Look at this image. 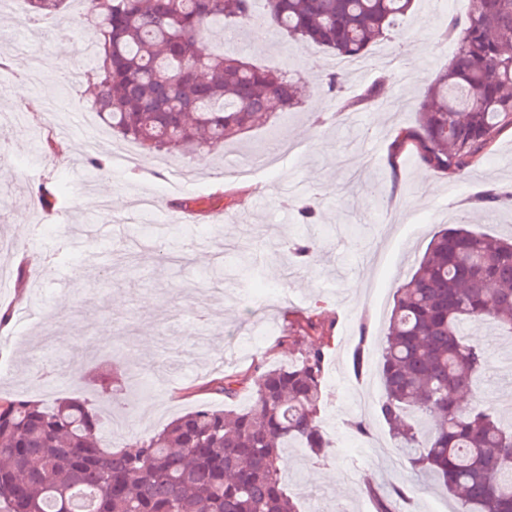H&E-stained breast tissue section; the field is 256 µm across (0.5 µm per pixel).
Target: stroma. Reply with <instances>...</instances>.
I'll return each mask as SVG.
<instances>
[{
  "instance_id": "stroma-1",
  "label": "stroma",
  "mask_w": 512,
  "mask_h": 512,
  "mask_svg": "<svg viewBox=\"0 0 512 512\" xmlns=\"http://www.w3.org/2000/svg\"><path fill=\"white\" fill-rule=\"evenodd\" d=\"M468 8L469 0L434 6L414 0L398 24L404 42L391 37L371 47L366 68L347 74L336 93L323 84L337 70L335 54L299 47L278 29L249 21L213 30L206 47L223 46L297 80L298 107L191 157L130 143L126 169L99 177L88 160L111 157L112 131L102 127L90 152L86 125L71 121L91 109L85 70L94 27L70 5L38 21L22 46L15 40V4L0 0V56L9 60L0 68V266L7 270L0 311L9 315L0 328V360L11 366L0 377V394L29 395L38 355L62 371L60 383L43 396L48 403L92 397L113 378L128 407L113 411L103 443L129 446L198 404L223 406V395L207 388L211 379L297 357L298 347L279 338L316 308L335 326L328 373L347 385L325 387L329 458L317 462L288 451L284 477L301 512H375L367 487L392 483L413 488L405 512H452L447 492L418 479L399 459L377 416V369L355 373L351 355L363 333L370 357H378L393 294L439 225L455 223L475 192L512 188V129L463 176L421 166L410 148L392 154L398 130L415 126L418 102L455 51L445 34L449 18ZM375 83L382 88L378 100L342 110L343 101ZM20 85L26 95H16ZM50 100L56 112L38 119L24 110L29 102ZM49 135L65 142L62 156L46 151ZM276 139L299 143L300 153L253 177L236 176L230 159L270 153ZM48 181L62 190L50 210L35 201ZM138 194L158 200L149 216L154 226L166 227L167 209L194 210L186 241L167 243L182 261L161 265L130 254L136 236L123 218ZM104 200L112 203L107 225L100 217ZM306 200L315 208L305 221L296 205ZM291 237L317 242L309 265L281 252ZM21 268L28 273L22 286ZM258 278L278 283L282 298L251 299ZM256 334L262 343L246 349ZM469 334L488 359L480 398L512 394V371L501 366L512 338L487 324L470 326ZM353 418L368 423V436L349 432Z\"/></svg>"
}]
</instances>
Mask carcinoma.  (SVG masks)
Listing matches in <instances>:
<instances>
[{"mask_svg": "<svg viewBox=\"0 0 512 512\" xmlns=\"http://www.w3.org/2000/svg\"><path fill=\"white\" fill-rule=\"evenodd\" d=\"M33 16L66 0H28ZM98 39L89 56L92 103L112 132L148 149L193 155L262 127L298 104L294 81L217 49L212 30L240 21L275 26L297 44L348 58L386 38L413 0H81ZM446 35L457 47L419 102L418 125L395 137L428 169L463 175L512 129V0H470ZM512 193L485 188L481 208ZM459 226L436 232L396 289L383 347L382 421L412 470L431 477L456 512H512V425L477 398L483 350L467 327L491 322L512 336V239ZM297 332L311 339L286 367L257 366L211 381L248 407L202 403L134 450L102 447L104 411L88 400L45 404L0 396V512H77L73 493L97 490L94 512H300L283 481L287 450L329 455L323 428L332 325L309 312ZM352 357L361 372L365 328ZM376 512H393L408 486L368 489Z\"/></svg>", "mask_w": 512, "mask_h": 512, "instance_id": "carcinoma-1", "label": "carcinoma"}]
</instances>
